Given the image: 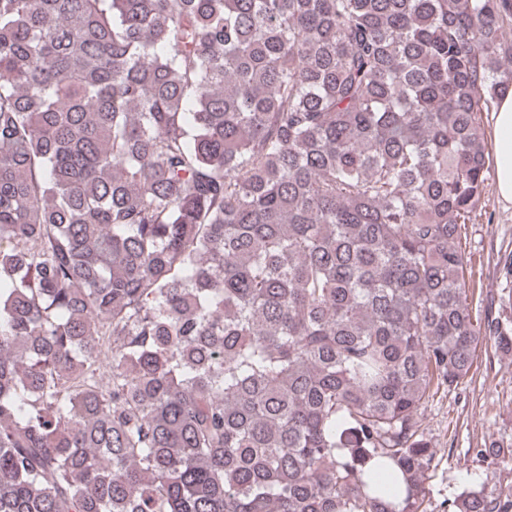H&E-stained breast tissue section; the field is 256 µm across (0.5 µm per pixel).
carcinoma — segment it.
Wrapping results in <instances>:
<instances>
[{"label": "carcinoma", "instance_id": "1", "mask_svg": "<svg viewBox=\"0 0 512 512\" xmlns=\"http://www.w3.org/2000/svg\"><path fill=\"white\" fill-rule=\"evenodd\" d=\"M511 87L512 0H0V512H424Z\"/></svg>", "mask_w": 512, "mask_h": 512}]
</instances>
